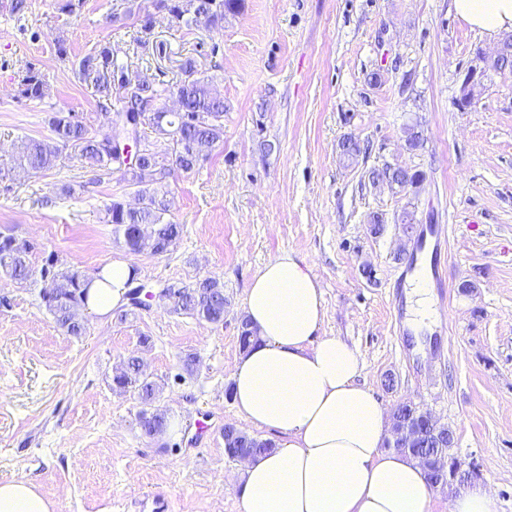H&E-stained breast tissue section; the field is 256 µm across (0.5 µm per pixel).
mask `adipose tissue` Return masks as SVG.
Returning <instances> with one entry per match:
<instances>
[{
    "mask_svg": "<svg viewBox=\"0 0 512 512\" xmlns=\"http://www.w3.org/2000/svg\"><path fill=\"white\" fill-rule=\"evenodd\" d=\"M451 7L482 35L512 30V0ZM108 271L111 287L92 285L88 301L101 316L122 306L132 267L115 260ZM406 288L410 331L431 329L438 313L428 260ZM245 313L258 341L234 366L233 403L241 420L273 433L275 448L239 468V512H433L423 466L386 445L390 415L363 383L359 353L321 334L323 291L306 260L284 253L267 262L246 291ZM49 510L30 482H0V512Z\"/></svg>",
    "mask_w": 512,
    "mask_h": 512,
    "instance_id": "adipose-tissue-1",
    "label": "adipose tissue"
}]
</instances>
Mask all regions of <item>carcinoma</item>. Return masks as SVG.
I'll return each mask as SVG.
<instances>
[{
	"instance_id": "1",
	"label": "carcinoma",
	"mask_w": 512,
	"mask_h": 512,
	"mask_svg": "<svg viewBox=\"0 0 512 512\" xmlns=\"http://www.w3.org/2000/svg\"><path fill=\"white\" fill-rule=\"evenodd\" d=\"M244 0H150L152 10H144L140 19V36L134 39L136 47L147 50L152 32V12L168 14L177 25L202 24L218 31L224 28V18L238 14ZM129 49L110 42L92 48L78 62L79 78L94 89L98 105L110 131L100 135L80 112H53L48 125L52 142L27 139L18 148L13 164L32 172H41L55 166L60 152L68 147L78 150L83 167L106 173H119L127 189L133 191L138 206L130 207L120 199L112 200L105 211L106 223L113 225L115 240L126 251L137 254L148 252L153 256L172 251L180 240L182 227L167 218L169 201L165 190L169 166L174 165L189 173L208 159L216 147L224 144V97L212 88L198 71L196 62L188 58L181 65V78L173 93L179 101L176 111L159 105L168 88L156 84L144 85L132 77L124 59ZM43 75L28 68L21 80V93L28 99L44 96ZM156 134L151 141L144 127ZM133 143L142 154L139 166L127 167L125 145ZM418 174L401 166H385L371 171V178L387 182L402 190L414 184ZM34 246L27 240L11 235H0V271L17 284L33 277L30 254ZM48 274H39L41 305L53 317L57 326L70 336H82L87 327L76 311L87 305L89 290L94 281L112 287L98 267L89 273L81 267L51 253ZM228 300L224 283L215 277L197 280L191 286L171 295L169 310L189 315L211 324L224 322ZM116 390L137 396L141 410L138 424L142 433L157 438L169 426L167 410L158 401L161 385L147 372L140 356H129L124 367L113 373ZM423 434L405 444L404 453L431 468L436 459L450 455L453 441L447 425L437 419L422 420ZM272 448L268 440L258 439L237 429L226 435L225 454L234 459L260 454Z\"/></svg>"
}]
</instances>
